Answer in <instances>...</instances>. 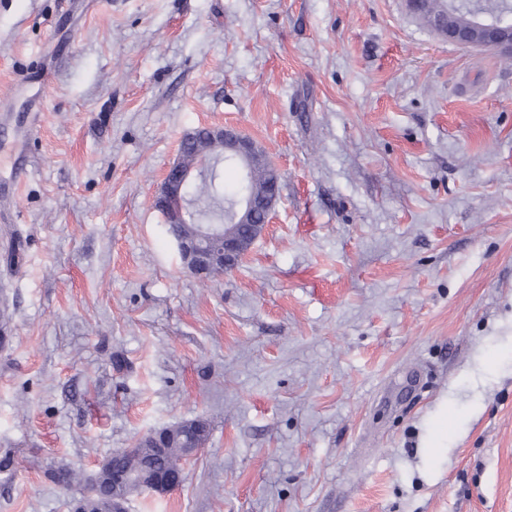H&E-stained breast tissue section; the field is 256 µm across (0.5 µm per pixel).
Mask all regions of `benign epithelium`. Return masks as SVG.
<instances>
[{"instance_id": "obj_1", "label": "benign epithelium", "mask_w": 512, "mask_h": 512, "mask_svg": "<svg viewBox=\"0 0 512 512\" xmlns=\"http://www.w3.org/2000/svg\"><path fill=\"white\" fill-rule=\"evenodd\" d=\"M463 12L469 20L463 25L456 24L451 18L442 21L435 31L451 43L470 48H485L512 54V24L504 23L497 14L486 7L484 0H465ZM196 134L207 136L224 144V159L236 163L243 173L248 175L253 162L261 159L263 147L253 138L243 135L232 125H205L184 136L182 143ZM207 165L202 159L196 166L185 167L175 161L162 179L155 197L154 207L162 214L168 224H188L193 221L190 198L185 188L196 181ZM281 193L280 180L272 181L266 190L263 205L264 218L261 226L272 222L275 207ZM256 211L254 196L250 193L235 202L230 223L225 225H200L191 237L174 236L183 269L198 279H207L210 271L222 266L225 270L234 269L246 255L240 246V234L253 227ZM126 474L111 468L107 462L99 464L97 470L87 477L91 488L112 483H122ZM182 481V474L156 473L141 475L144 489L166 494Z\"/></svg>"}]
</instances>
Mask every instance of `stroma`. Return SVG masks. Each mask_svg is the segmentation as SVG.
I'll return each mask as SVG.
<instances>
[{
    "instance_id": "1",
    "label": "stroma",
    "mask_w": 512,
    "mask_h": 512,
    "mask_svg": "<svg viewBox=\"0 0 512 512\" xmlns=\"http://www.w3.org/2000/svg\"><path fill=\"white\" fill-rule=\"evenodd\" d=\"M1 92L0 186L42 127L0 223V512L193 419L129 512H512V56L405 0H0ZM203 124L281 177L206 281L153 204Z\"/></svg>"
}]
</instances>
